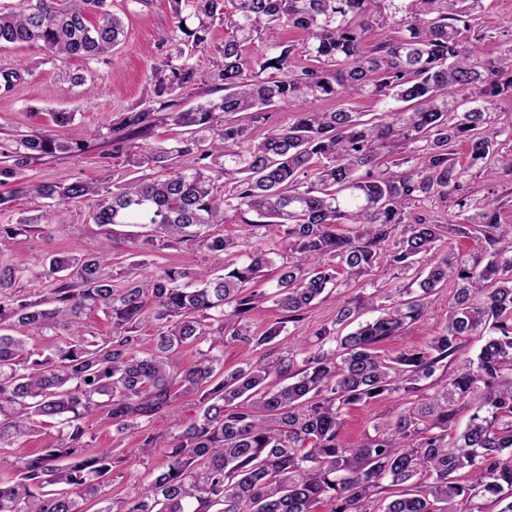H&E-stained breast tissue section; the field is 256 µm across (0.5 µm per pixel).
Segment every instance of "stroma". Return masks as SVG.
<instances>
[{
    "label": "stroma",
    "instance_id": "obj_1",
    "mask_svg": "<svg viewBox=\"0 0 512 512\" xmlns=\"http://www.w3.org/2000/svg\"><path fill=\"white\" fill-rule=\"evenodd\" d=\"M111 9L124 17L125 38L111 55L100 59L62 63L37 45L0 47V68L21 64L28 70L13 88H0V158L10 152L16 138L33 132L61 134L74 146L72 153L32 162L28 174L33 181H93L114 191L134 177L147 175L156 179L164 175L160 168L132 166L133 143L118 149L107 138L94 137L93 132L110 127L123 112L142 101L152 68L168 50L163 39L173 25L169 2L152 0L145 8L133 0H112ZM69 72L83 75V82L66 81ZM59 111L75 115L74 121L63 129L52 121L53 113ZM88 212V205H73L66 214V229L43 225L28 234L0 241V258L37 272L48 256L78 249L111 258L112 273L119 281L139 275L138 264L142 261L151 270L168 266L220 267L226 261L198 248L146 244L138 227H100L90 222ZM391 280L401 287L409 284L408 278L397 276L395 270L382 265L341 294L317 300L304 320L292 327L290 337L276 347V355H287L300 345L314 347L315 330L335 318L341 297L372 292ZM455 289L451 282L432 295L423 320L385 342L384 351L420 346L436 335L445 322ZM400 406L399 396L394 395L350 407L344 413V441L358 444L366 433L372 432L374 424L390 418ZM89 434L91 451L111 447L117 450L119 461L112 468V484L106 490L114 506H121L150 472L162 470L165 464L161 449L143 448L141 433L133 431L119 438L111 426L93 421Z\"/></svg>",
    "mask_w": 512,
    "mask_h": 512
}]
</instances>
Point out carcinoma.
I'll return each mask as SVG.
<instances>
[{
	"label": "carcinoma",
	"mask_w": 512,
	"mask_h": 512,
	"mask_svg": "<svg viewBox=\"0 0 512 512\" xmlns=\"http://www.w3.org/2000/svg\"><path fill=\"white\" fill-rule=\"evenodd\" d=\"M484 0H169V52L149 91L108 129L113 141H146L137 165L168 170L103 192L92 182L35 183L26 167L74 146L41 133L17 140L0 164V210L19 196L46 200L57 226L72 204L93 200L92 223L135 225L145 241L185 244L220 257L246 247L224 273L165 267L114 283L106 259L74 252L49 258L32 280L55 287L31 300L16 284L28 273L0 261V448L14 449V477L0 482V512H512V202L470 194L471 169L512 176V127L498 125L496 101L512 98V41L476 33ZM221 21L231 30L216 49L213 83L224 91L187 109L197 88L192 50ZM297 29L253 70L245 48L271 28ZM124 35L109 0H18L0 10V47L38 44L60 60L109 55ZM305 56L309 64L301 66ZM333 98L336 109L317 102ZM366 100L384 107L367 114ZM296 107L293 122L252 136L253 118ZM170 111L187 136L147 143L155 113ZM469 145L461 166L454 148ZM197 155L190 166L177 159ZM224 180L219 194L215 182ZM450 204L441 220L427 203ZM251 218H246V215ZM241 218L240 241L222 226ZM44 214L0 224V239L38 227ZM273 247H251L250 240ZM483 243L475 259L455 250ZM448 247L442 251V247ZM385 261L415 271L411 288H378L339 303L317 332L315 351L224 369V342L274 352L288 323H299L328 288L349 287ZM345 279L337 280V270ZM266 280L268 288L253 284ZM455 300L437 335L388 355L379 344L426 315L428 297L448 279ZM280 320L262 332L247 321L266 302ZM364 309L377 312L352 332ZM112 324L98 338L84 316ZM159 325L154 349L137 329ZM35 336H54L46 353ZM485 338L463 357V341ZM207 344L199 360L184 348ZM462 359L443 385L429 383ZM92 381H87V378ZM199 396V413L161 448L166 469L140 483L115 511L106 494L112 449L92 453L93 418L119 434L167 413L177 393ZM401 395L408 406L373 425L355 446L342 438L345 408ZM474 408L456 430L458 411ZM39 426L59 441L22 450Z\"/></svg>",
	"instance_id": "cac0c4a2"
}]
</instances>
